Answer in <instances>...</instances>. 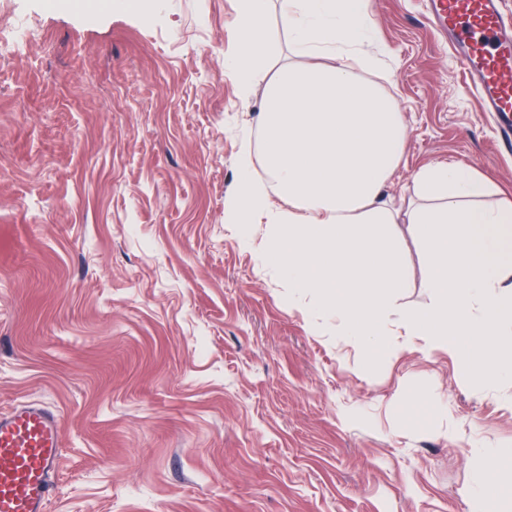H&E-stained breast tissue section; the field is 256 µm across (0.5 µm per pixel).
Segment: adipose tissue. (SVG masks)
I'll return each instance as SVG.
<instances>
[{
  "instance_id": "adipose-tissue-1",
  "label": "adipose tissue",
  "mask_w": 512,
  "mask_h": 512,
  "mask_svg": "<svg viewBox=\"0 0 512 512\" xmlns=\"http://www.w3.org/2000/svg\"><path fill=\"white\" fill-rule=\"evenodd\" d=\"M304 66L281 69L257 116L260 143L244 138L224 212L245 243L265 229L260 253L289 287L308 295V317L338 322L370 360L397 357L387 338L390 293L405 287L394 231L405 221L421 246L432 306L404 311L407 342L455 356L467 378H512V198L464 165L432 162L415 174L417 201L385 189L403 158L406 125L362 69L374 60L366 0H278ZM239 47L225 61L242 95L270 51L267 0H237ZM263 175H256L255 163ZM466 496L479 512H512V483L480 479Z\"/></svg>"
}]
</instances>
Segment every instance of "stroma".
<instances>
[{
	"label": "stroma",
	"mask_w": 512,
	"mask_h": 512,
	"mask_svg": "<svg viewBox=\"0 0 512 512\" xmlns=\"http://www.w3.org/2000/svg\"><path fill=\"white\" fill-rule=\"evenodd\" d=\"M150 2L0 0V26L36 28L0 53V411L61 417L48 512H476L464 486L512 470L483 454L512 448V381L418 348L368 362L224 222L241 138L297 60L277 10L245 97L224 69L237 0ZM421 2L368 3L406 124L386 194L412 197L436 161L512 194V155ZM397 231L396 315L435 301Z\"/></svg>",
	"instance_id": "1"
}]
</instances>
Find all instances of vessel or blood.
Instances as JSON below:
<instances>
[{"mask_svg":"<svg viewBox=\"0 0 512 512\" xmlns=\"http://www.w3.org/2000/svg\"><path fill=\"white\" fill-rule=\"evenodd\" d=\"M426 12L458 45L456 60L473 76L483 111L508 116L498 146L512 152V19L499 0H431ZM61 419L25 402L0 415V512H47L62 450Z\"/></svg>","mask_w":512,"mask_h":512,"instance_id":"vessel-or-blood-1","label":"vessel or blood"}]
</instances>
